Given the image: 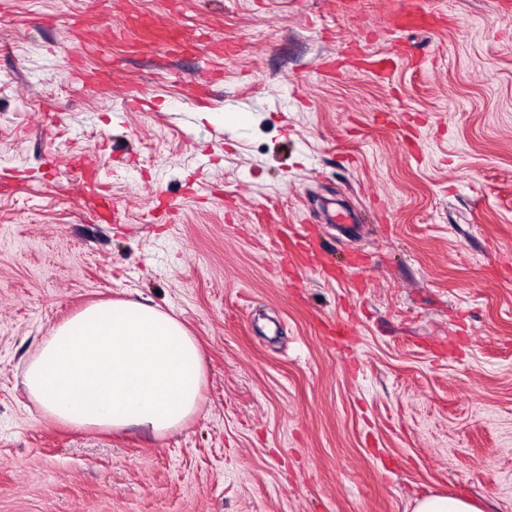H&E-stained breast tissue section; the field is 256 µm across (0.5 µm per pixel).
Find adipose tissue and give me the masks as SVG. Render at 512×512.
<instances>
[{
	"label": "adipose tissue",
	"instance_id": "obj_1",
	"mask_svg": "<svg viewBox=\"0 0 512 512\" xmlns=\"http://www.w3.org/2000/svg\"><path fill=\"white\" fill-rule=\"evenodd\" d=\"M204 376L183 324L127 298L90 304L51 328L24 385L50 420L161 436L197 412Z\"/></svg>",
	"mask_w": 512,
	"mask_h": 512
}]
</instances>
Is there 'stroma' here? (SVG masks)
Masks as SVG:
<instances>
[{"instance_id": "stroma-1", "label": "stroma", "mask_w": 512, "mask_h": 512, "mask_svg": "<svg viewBox=\"0 0 512 512\" xmlns=\"http://www.w3.org/2000/svg\"><path fill=\"white\" fill-rule=\"evenodd\" d=\"M425 7L0 0V512H512V13ZM396 39L388 82L351 65ZM87 151L117 217L70 191ZM283 230L361 265L281 273ZM137 295L199 341L197 414L44 418L49 330ZM405 6L394 11V26L398 31L421 29L425 26L433 27L435 21L428 17L418 7L417 1H405ZM413 512H483L474 501L447 494H435L416 501Z\"/></svg>"}]
</instances>
